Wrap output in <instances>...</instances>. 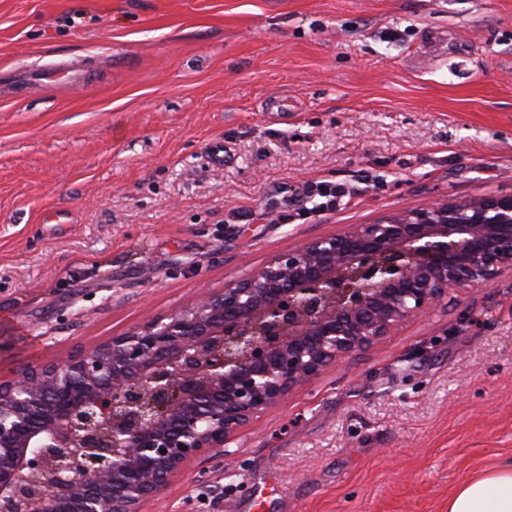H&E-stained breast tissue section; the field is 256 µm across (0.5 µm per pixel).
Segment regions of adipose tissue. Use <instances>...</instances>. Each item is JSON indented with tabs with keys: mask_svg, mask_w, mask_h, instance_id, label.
Listing matches in <instances>:
<instances>
[{
	"mask_svg": "<svg viewBox=\"0 0 512 512\" xmlns=\"http://www.w3.org/2000/svg\"><path fill=\"white\" fill-rule=\"evenodd\" d=\"M448 512H512V460L459 486L448 499Z\"/></svg>",
	"mask_w": 512,
	"mask_h": 512,
	"instance_id": "ef3b65f1",
	"label": "adipose tissue"
}]
</instances>
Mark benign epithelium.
Segmentation results:
<instances>
[{"instance_id": "obj_1", "label": "benign epithelium", "mask_w": 512, "mask_h": 512, "mask_svg": "<svg viewBox=\"0 0 512 512\" xmlns=\"http://www.w3.org/2000/svg\"><path fill=\"white\" fill-rule=\"evenodd\" d=\"M512 270V194L315 237L62 360L0 375V512H143L183 469L448 294Z\"/></svg>"}]
</instances>
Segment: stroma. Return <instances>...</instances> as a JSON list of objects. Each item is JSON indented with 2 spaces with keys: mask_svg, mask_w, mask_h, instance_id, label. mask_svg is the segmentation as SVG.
Segmentation results:
<instances>
[{
  "mask_svg": "<svg viewBox=\"0 0 512 512\" xmlns=\"http://www.w3.org/2000/svg\"><path fill=\"white\" fill-rule=\"evenodd\" d=\"M344 185L307 209V183ZM512 193V0H0V374L311 238ZM188 465L144 512H448L512 459V271Z\"/></svg>",
  "mask_w": 512,
  "mask_h": 512,
  "instance_id": "1",
  "label": "stroma"
}]
</instances>
